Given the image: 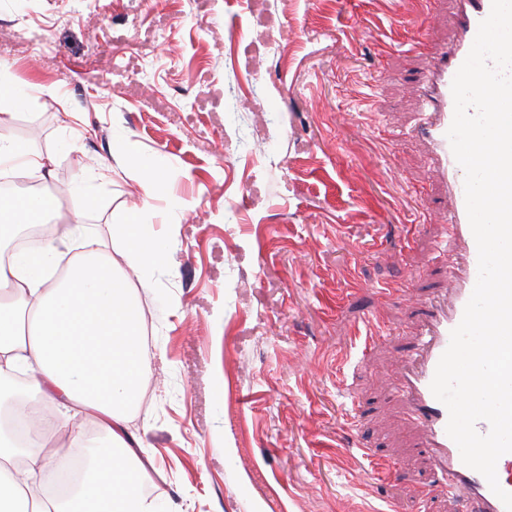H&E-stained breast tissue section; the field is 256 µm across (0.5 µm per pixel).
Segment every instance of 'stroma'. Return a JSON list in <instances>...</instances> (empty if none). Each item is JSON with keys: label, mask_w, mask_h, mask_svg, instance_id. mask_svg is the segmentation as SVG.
<instances>
[{"label": "stroma", "mask_w": 512, "mask_h": 512, "mask_svg": "<svg viewBox=\"0 0 512 512\" xmlns=\"http://www.w3.org/2000/svg\"><path fill=\"white\" fill-rule=\"evenodd\" d=\"M421 8L0 0V62L46 87L0 126L51 156L34 179L67 208L93 193L81 222L107 242L142 159L169 173L143 227L168 254L134 291L147 378L128 422L164 512H457L397 392L448 260L451 202L411 134Z\"/></svg>", "instance_id": "35a3bbf8"}]
</instances>
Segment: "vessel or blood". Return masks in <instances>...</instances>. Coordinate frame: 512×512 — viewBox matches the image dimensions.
Masks as SVG:
<instances>
[{
	"mask_svg": "<svg viewBox=\"0 0 512 512\" xmlns=\"http://www.w3.org/2000/svg\"><path fill=\"white\" fill-rule=\"evenodd\" d=\"M491 3L492 0H457L453 20L456 40L448 48L434 50L429 21L419 25L418 44L431 53L432 60L429 69L417 78L426 112L413 134L430 145L434 170L447 186L451 208L444 216V231L460 246L462 254L449 257L448 287L429 302L423 332L409 348L399 377L408 403V419L424 431L425 449L463 512H505L504 504L484 476L463 463L457 445L446 433L448 411L430 388L478 277V250L466 211L464 171L453 155L447 131L454 116L453 78L471 50L480 22L489 15Z\"/></svg>",
	"mask_w": 512,
	"mask_h": 512,
	"instance_id": "vessel-or-blood-1",
	"label": "vessel or blood"
}]
</instances>
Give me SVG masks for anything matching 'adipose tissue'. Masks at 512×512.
<instances>
[{
	"label": "adipose tissue",
	"mask_w": 512,
	"mask_h": 512,
	"mask_svg": "<svg viewBox=\"0 0 512 512\" xmlns=\"http://www.w3.org/2000/svg\"><path fill=\"white\" fill-rule=\"evenodd\" d=\"M140 187L141 207L120 214L106 250L82 235L81 214L96 204L86 194L55 242L7 253L18 228L57 215L62 203L51 193L0 198V403L11 401L14 415L28 423L24 435L0 428V512H160L158 499L143 491L139 441L128 431L146 361L143 321L125 271L140 270L138 285L147 288L166 258L167 243L147 238L140 221L169 193L161 162L147 163ZM65 239L81 240L84 251L63 278L49 280L56 243ZM15 372L26 377V398L11 397L5 378ZM76 407L93 416L105 445L76 427ZM50 433L94 451L74 483L53 482L69 457L49 452Z\"/></svg>",
	"instance_id": "ef3b65f1"
}]
</instances>
